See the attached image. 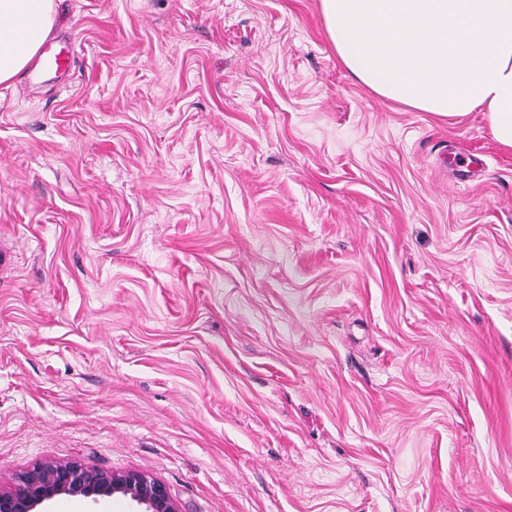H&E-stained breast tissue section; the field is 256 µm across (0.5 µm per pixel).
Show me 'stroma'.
<instances>
[{"label": "stroma", "instance_id": "1", "mask_svg": "<svg viewBox=\"0 0 512 512\" xmlns=\"http://www.w3.org/2000/svg\"><path fill=\"white\" fill-rule=\"evenodd\" d=\"M0 88V485L512 512V149L379 96L319 0H59ZM115 494L144 505L143 512H180L166 486L142 472H107L78 462L39 464L22 473L16 486L0 489V512H39L60 495L96 500Z\"/></svg>", "mask_w": 512, "mask_h": 512}]
</instances>
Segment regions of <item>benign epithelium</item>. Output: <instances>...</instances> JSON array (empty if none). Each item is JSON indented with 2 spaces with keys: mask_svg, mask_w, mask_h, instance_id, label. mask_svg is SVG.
<instances>
[{
  "mask_svg": "<svg viewBox=\"0 0 512 512\" xmlns=\"http://www.w3.org/2000/svg\"><path fill=\"white\" fill-rule=\"evenodd\" d=\"M115 494L145 506L144 512H180L166 486L142 472H107L78 462L39 464L22 473L16 486L0 489V512H39L60 495L94 500Z\"/></svg>",
  "mask_w": 512,
  "mask_h": 512,
  "instance_id": "obj_1",
  "label": "benign epithelium"
}]
</instances>
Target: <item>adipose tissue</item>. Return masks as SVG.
Masks as SVG:
<instances>
[{
  "instance_id": "ef3b65f1",
  "label": "adipose tissue",
  "mask_w": 512,
  "mask_h": 512,
  "mask_svg": "<svg viewBox=\"0 0 512 512\" xmlns=\"http://www.w3.org/2000/svg\"><path fill=\"white\" fill-rule=\"evenodd\" d=\"M347 69L376 94L424 112L486 113L512 149V0H320ZM55 0H0V84L40 57Z\"/></svg>"
}]
</instances>
